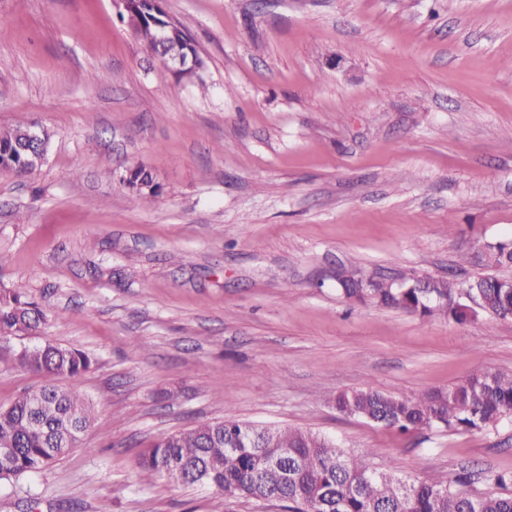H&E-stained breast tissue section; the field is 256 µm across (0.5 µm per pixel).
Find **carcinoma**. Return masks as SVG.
Wrapping results in <instances>:
<instances>
[{"instance_id": "obj_1", "label": "carcinoma", "mask_w": 512, "mask_h": 512, "mask_svg": "<svg viewBox=\"0 0 512 512\" xmlns=\"http://www.w3.org/2000/svg\"><path fill=\"white\" fill-rule=\"evenodd\" d=\"M31 127L0 129V168L26 175L35 170L24 150ZM489 261L512 267V247H490ZM402 288H357L374 275L342 267L336 290L347 299L369 301L386 309L420 317L443 315L457 323L471 314L512 318V279L482 276L463 284L453 278H428L431 290L402 273ZM479 307L458 301L439 305L435 295L454 298L463 287ZM49 325V316L25 288L0 286V339L29 335ZM40 375L43 383L0 407V480L40 473L79 447L93 419L89 399L63 378L88 371L93 359L85 352L48 339L13 348L0 344V366ZM337 412L395 429L402 434L444 429L480 431L512 414V372H482L446 389L413 397L384 393L369 385L331 397ZM143 480L211 489L226 498L269 500L286 504L288 512H512V474L484 476L489 490L478 495L453 490L448 477L437 474L409 483L391 470L378 471L366 458L351 457L335 441L320 434L277 426L266 428L234 418L201 422L145 449Z\"/></svg>"}]
</instances>
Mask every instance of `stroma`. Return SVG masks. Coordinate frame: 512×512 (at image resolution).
Masks as SVG:
<instances>
[{"label":"stroma","mask_w":512,"mask_h":512,"mask_svg":"<svg viewBox=\"0 0 512 512\" xmlns=\"http://www.w3.org/2000/svg\"><path fill=\"white\" fill-rule=\"evenodd\" d=\"M163 7L196 77L148 53L119 0H0V126L51 135L32 174L0 168V282L53 316L11 343L88 353L74 384L95 405L79 448L0 482V512H285L141 482L145 448L227 416L320 433L411 482L512 472V417L402 434L329 402L512 372V319L356 304L334 279L465 281L512 241V0ZM136 167L152 203L124 181Z\"/></svg>","instance_id":"1"}]
</instances>
